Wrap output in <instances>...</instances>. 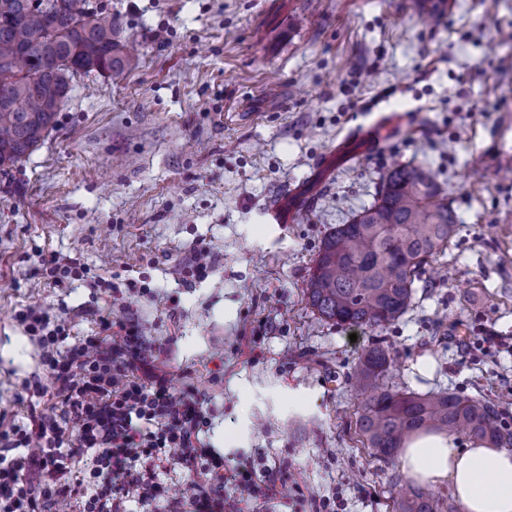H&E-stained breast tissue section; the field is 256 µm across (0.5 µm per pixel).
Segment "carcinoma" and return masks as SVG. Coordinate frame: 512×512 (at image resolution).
I'll list each match as a JSON object with an SVG mask.
<instances>
[{"label": "carcinoma", "mask_w": 512, "mask_h": 512, "mask_svg": "<svg viewBox=\"0 0 512 512\" xmlns=\"http://www.w3.org/2000/svg\"><path fill=\"white\" fill-rule=\"evenodd\" d=\"M0 0V171L28 155L52 128L78 74L120 75L130 59L120 19L91 12L87 0ZM457 219L439 185L420 167L399 166L382 179L376 200L325 237L306 284L320 317L341 326L383 330L413 305L423 266L455 236ZM388 352L376 346L359 358V442L395 461L420 434L465 436L472 444L512 448V425L495 401L447 390L418 393L384 384ZM396 512H439L429 490L406 485Z\"/></svg>", "instance_id": "1"}]
</instances>
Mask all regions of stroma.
Listing matches in <instances>:
<instances>
[{
	"label": "stroma",
	"instance_id": "stroma-1",
	"mask_svg": "<svg viewBox=\"0 0 512 512\" xmlns=\"http://www.w3.org/2000/svg\"><path fill=\"white\" fill-rule=\"evenodd\" d=\"M134 43L123 74L78 75L52 130L0 173V432L26 423L41 349L17 319H135L174 391L207 402L226 464L291 465L276 512H391L408 479L356 434L351 379L389 349L400 388L501 402L512 417V0H89ZM395 113L401 124L379 128ZM396 166L429 171L457 232L388 329L320 319L305 285L323 239ZM277 204L288 219L275 223ZM213 262L182 284L197 244ZM76 258L154 290L125 299L43 264Z\"/></svg>",
	"mask_w": 512,
	"mask_h": 512
}]
</instances>
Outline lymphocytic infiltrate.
<instances>
[{
    "instance_id": "lymphocytic-infiltrate-1",
    "label": "lymphocytic infiltrate",
    "mask_w": 512,
    "mask_h": 512,
    "mask_svg": "<svg viewBox=\"0 0 512 512\" xmlns=\"http://www.w3.org/2000/svg\"><path fill=\"white\" fill-rule=\"evenodd\" d=\"M45 276L53 287L108 280L90 275L76 258H51ZM18 318L37 336L52 385L37 395L47 411L0 433V512H52L58 497H75L78 512H120L124 502H153L173 468L197 476L192 512H245L271 504L278 477L256 480L240 465L204 446L205 401L194 389L174 392L156 365L138 326L101 318V332L72 336L68 320L30 307ZM240 494H224L226 483Z\"/></svg>"
}]
</instances>
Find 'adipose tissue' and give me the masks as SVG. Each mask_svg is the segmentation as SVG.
<instances>
[{
	"label": "adipose tissue",
	"mask_w": 512,
	"mask_h": 512,
	"mask_svg": "<svg viewBox=\"0 0 512 512\" xmlns=\"http://www.w3.org/2000/svg\"><path fill=\"white\" fill-rule=\"evenodd\" d=\"M399 464L413 482H448L463 512H512V450L460 448L429 434L403 449Z\"/></svg>",
	"instance_id": "adipose-tissue-1"
}]
</instances>
